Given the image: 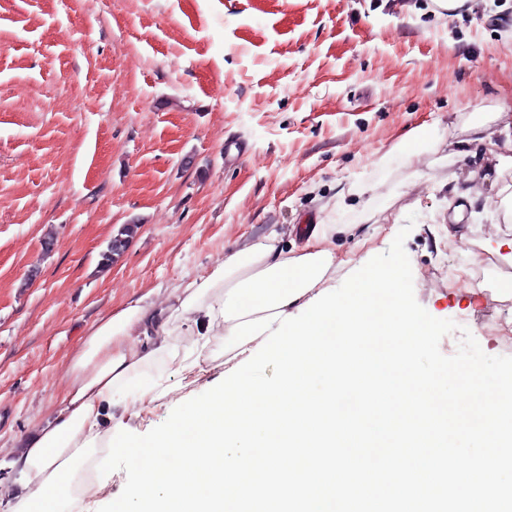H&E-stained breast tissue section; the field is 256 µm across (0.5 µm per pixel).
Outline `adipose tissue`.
Segmentation results:
<instances>
[{"label":"adipose tissue","mask_w":512,"mask_h":512,"mask_svg":"<svg viewBox=\"0 0 512 512\" xmlns=\"http://www.w3.org/2000/svg\"><path fill=\"white\" fill-rule=\"evenodd\" d=\"M292 249L270 231L231 252L208 275L176 289L175 299H139L102 319L68 365V385L46 417L6 455L14 485L0 488L7 512H62L75 502L73 459H88L110 437L103 421H122L123 397L159 398L169 388L157 365L179 356L176 330L224 343L225 368L245 359L281 319L329 287L339 269L358 265L369 240L353 224L296 227ZM355 240L346 255L337 235Z\"/></svg>","instance_id":"adipose-tissue-1"}]
</instances>
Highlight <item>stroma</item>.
I'll return each mask as SVG.
<instances>
[{"label":"stroma","mask_w":512,"mask_h":512,"mask_svg":"<svg viewBox=\"0 0 512 512\" xmlns=\"http://www.w3.org/2000/svg\"><path fill=\"white\" fill-rule=\"evenodd\" d=\"M0 0V441L31 433L67 385L79 342L144 295L161 302L225 254L292 225L355 224L377 253L409 214L415 298L512 356L497 327L512 185L467 128L512 115V0ZM428 140L413 164L400 146ZM245 146L230 161L226 145ZM480 194L449 246L454 181ZM372 186L356 194L359 183ZM138 230L112 265L117 230ZM171 392L127 398L128 432L163 423Z\"/></svg>","instance_id":"35a3bbf8"}]
</instances>
